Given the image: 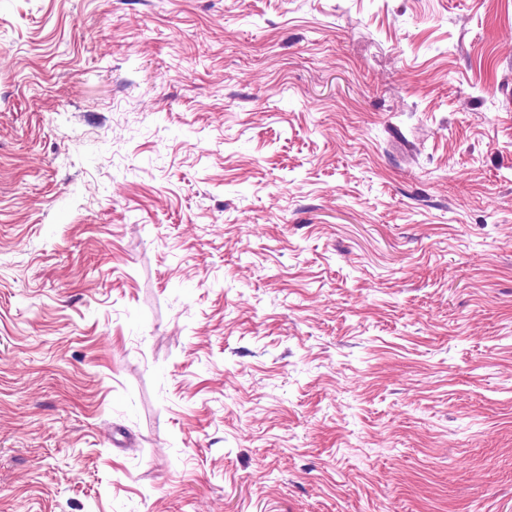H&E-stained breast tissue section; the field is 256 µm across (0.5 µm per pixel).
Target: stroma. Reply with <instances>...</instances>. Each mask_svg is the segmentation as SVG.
I'll use <instances>...</instances> for the list:
<instances>
[{
    "mask_svg": "<svg viewBox=\"0 0 512 512\" xmlns=\"http://www.w3.org/2000/svg\"><path fill=\"white\" fill-rule=\"evenodd\" d=\"M0 512H512V0H0Z\"/></svg>",
    "mask_w": 512,
    "mask_h": 512,
    "instance_id": "stroma-1",
    "label": "stroma"
}]
</instances>
